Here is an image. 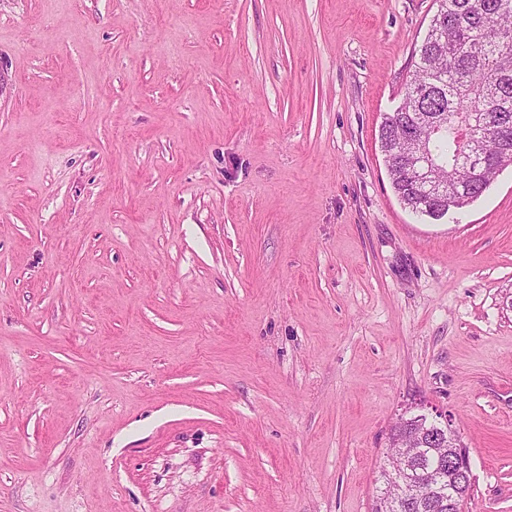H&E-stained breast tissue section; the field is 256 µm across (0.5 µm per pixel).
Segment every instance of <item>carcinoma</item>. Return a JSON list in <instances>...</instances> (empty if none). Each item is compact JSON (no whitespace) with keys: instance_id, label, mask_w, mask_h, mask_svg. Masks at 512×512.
<instances>
[{"instance_id":"cac0c4a2","label":"carcinoma","mask_w":512,"mask_h":512,"mask_svg":"<svg viewBox=\"0 0 512 512\" xmlns=\"http://www.w3.org/2000/svg\"><path fill=\"white\" fill-rule=\"evenodd\" d=\"M441 0L428 33L413 56V73L398 108L381 126L380 148L385 156L391 184L404 207L420 217L433 216V202L424 195L413 197L411 173L403 168L393 146L414 112H440L444 127L419 129L435 156L439 179L461 187L463 205L481 197L491 180L512 165V112L491 127L476 126L474 136L490 138L498 149L489 153L481 171L461 165L466 146L459 137L462 118L473 112H496L503 97L512 99V69L501 66V57L512 58V41L495 42L490 33L512 32V0ZM436 454L425 451L409 461L410 475L420 486V499L429 500L433 490Z\"/></svg>"}]
</instances>
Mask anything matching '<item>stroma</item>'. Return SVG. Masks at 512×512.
Segmentation results:
<instances>
[{
    "instance_id": "obj_1",
    "label": "stroma",
    "mask_w": 512,
    "mask_h": 512,
    "mask_svg": "<svg viewBox=\"0 0 512 512\" xmlns=\"http://www.w3.org/2000/svg\"><path fill=\"white\" fill-rule=\"evenodd\" d=\"M438 0H0V512H370L439 410L512 512V166L380 149Z\"/></svg>"
}]
</instances>
